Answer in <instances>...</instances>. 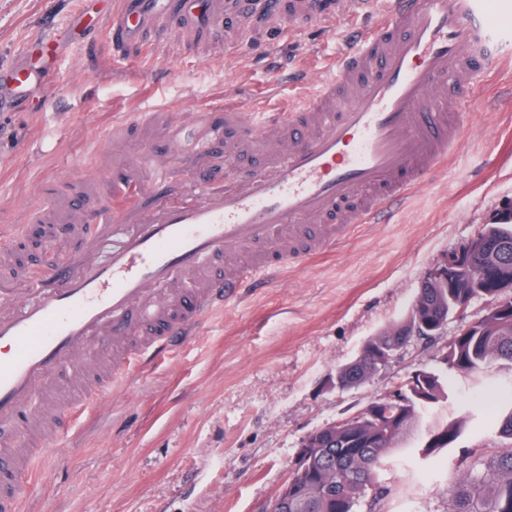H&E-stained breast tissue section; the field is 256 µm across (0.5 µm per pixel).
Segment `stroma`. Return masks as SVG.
Instances as JSON below:
<instances>
[{
    "label": "stroma",
    "instance_id": "stroma-1",
    "mask_svg": "<svg viewBox=\"0 0 512 512\" xmlns=\"http://www.w3.org/2000/svg\"><path fill=\"white\" fill-rule=\"evenodd\" d=\"M280 2L274 16L225 13L218 34L174 7L119 53L104 33L80 37L57 58L39 110L0 114V225L20 223L42 178L80 181L108 154L159 143L157 129L113 146L119 114L217 97L277 106L308 95L302 74L329 71L342 35L366 20L340 16L329 30L303 0ZM80 6L0 0V65L18 60L34 36L69 25ZM468 100L460 150L387 223L355 225L322 257L247 289L197 336L137 367L106 407L86 410L52 440L22 512H265L307 435L360 414L414 370L439 369L438 346L414 338L362 384H328L365 341L407 318L431 267L512 202V68ZM491 376L395 441L376 474L389 489L381 512H450L467 460L501 441L469 426L452 447L427 458L419 450L430 430L465 410L492 414L512 370Z\"/></svg>",
    "mask_w": 512,
    "mask_h": 512
}]
</instances>
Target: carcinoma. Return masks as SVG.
Returning <instances> with one entry per match:
<instances>
[{
	"instance_id": "1",
	"label": "carcinoma",
	"mask_w": 512,
	"mask_h": 512,
	"mask_svg": "<svg viewBox=\"0 0 512 512\" xmlns=\"http://www.w3.org/2000/svg\"><path fill=\"white\" fill-rule=\"evenodd\" d=\"M512 222L488 224L478 238L463 243L460 272L446 288H427L425 294L438 308L453 314L477 298L488 307L464 333L442 347L443 372L418 370L401 388L403 403L384 400L371 403L364 412L329 431L330 446L307 448V498L289 512H380L387 489L376 482V472L395 440L413 422L448 400L456 376L482 379L499 363L512 366V318L499 310V290L512 288ZM401 324L367 340L359 353L336 369V381L347 388L375 373L379 351L398 340L393 332ZM509 401L495 424L501 447L474 459L454 494L450 512H512V386L505 389ZM461 423L450 422L431 431L436 439L424 446L429 454L454 443Z\"/></svg>"
}]
</instances>
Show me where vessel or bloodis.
<instances>
[{"instance_id": "vessel-or-blood-1", "label": "vessel or blood", "mask_w": 512, "mask_h": 512, "mask_svg": "<svg viewBox=\"0 0 512 512\" xmlns=\"http://www.w3.org/2000/svg\"><path fill=\"white\" fill-rule=\"evenodd\" d=\"M184 14L221 30L224 0H182ZM81 30L107 25L113 43L133 36L144 11L84 0ZM69 30L28 44L26 61L0 68V112L45 86ZM512 26L488 0H390L365 31L347 37L332 73L297 106L244 108L215 99L175 118L164 106L112 126L113 141L165 120L167 151L98 169L94 183L134 206L88 207L68 190L69 226L92 225L82 255L59 259L28 294L0 284V512H20L35 476L29 447L49 421L33 406L70 394L76 407L111 390L133 366L198 335L207 315L289 264L323 253L353 225L382 223L461 144L465 91L507 66L498 54ZM259 165L228 181L212 147ZM193 183L175 199L172 158ZM67 370L66 388L52 385Z\"/></svg>"}]
</instances>
